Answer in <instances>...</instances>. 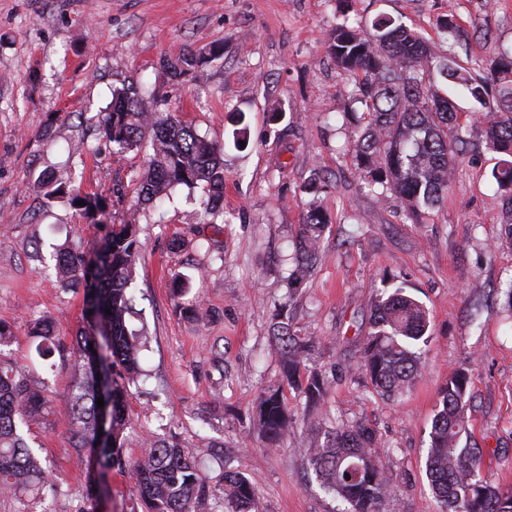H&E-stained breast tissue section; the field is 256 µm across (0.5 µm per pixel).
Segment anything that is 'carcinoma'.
<instances>
[{"label": "carcinoma", "instance_id": "cac0c4a2", "mask_svg": "<svg viewBox=\"0 0 512 512\" xmlns=\"http://www.w3.org/2000/svg\"><path fill=\"white\" fill-rule=\"evenodd\" d=\"M374 41L359 35L347 23L331 35V54L351 77V98L365 107L363 132L354 145L360 178L381 189L380 196H395L416 220L423 210L445 197L453 175V158L461 138L453 133L455 117L448 100L434 90L429 71L433 52L422 37L403 24L381 18ZM203 64L190 52L166 57L162 67L173 79ZM444 79L462 85L479 105L489 146L504 155L492 177L504 192L512 212V55L489 67L485 78H474L448 53L439 66ZM496 86L495 105L484 111L487 83ZM105 137L119 150L145 148L148 169L138 183V197L161 199L175 188L202 187L204 213L212 220L224 215L223 148L199 135L171 112L158 111L151 97L135 86L118 88L112 105L98 116ZM85 201L83 210L105 214L102 198L94 194L72 196ZM327 224L321 209L312 204L298 237L296 268L290 281L298 283L313 267L319 249V231ZM140 242L133 224H114L102 245L103 268L93 266L79 244L58 250L56 275L64 282L84 286L92 319L100 318L107 333L101 337L82 332L72 353L84 370L73 387L71 414L75 430L73 448L78 459L94 453L105 463L122 465V430L125 426L126 384L141 372L142 333L130 326L133 314L129 286ZM111 313H105V309ZM431 321L427 309L404 289L397 288L370 307L369 330L360 346L355 370L370 381L380 396L400 398L413 387L419 373L418 346L428 341ZM39 356L49 360L56 343L50 327L40 324ZM279 352L278 382L259 394L253 421L271 444L288 435L293 418L285 389L297 392L305 406L318 410L329 393V381L309 368L304 344L283 322L274 334ZM111 376L109 416L98 407L100 398L94 351ZM472 372L458 370L448 376L432 419L430 447L425 461L431 492L446 512H512V489L481 476L483 456L478 448L460 446L467 427L465 410L472 397ZM48 414V399L41 382L15 365L0 360V493L15 496L30 512L29 502L43 490L53 489L48 470L30 447L25 428ZM309 450L308 462L323 489L347 505L345 512H381L383 501L394 493L390 476L373 449L374 433L364 423L336 427ZM141 500L147 512H192V503L209 490L202 471L177 441L153 439L135 465ZM350 478H345V475ZM224 500L233 512H258L255 485L239 473L224 474Z\"/></svg>", "mask_w": 512, "mask_h": 512}]
</instances>
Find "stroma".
<instances>
[{
  "label": "stroma",
  "instance_id": "1",
  "mask_svg": "<svg viewBox=\"0 0 512 512\" xmlns=\"http://www.w3.org/2000/svg\"><path fill=\"white\" fill-rule=\"evenodd\" d=\"M380 17L469 67L512 52V0H0V323L11 331L0 359L46 383L50 415L32 424L31 438L59 487L33 512H131L140 500L134 463L149 437L175 438L199 464L209 490L193 512H229L217 490L228 471L254 483L259 512H339L308 454L318 432L358 421L373 428L395 486L382 512H441L425 476L431 422L449 374L466 367L474 385L461 442L482 448L483 477L512 487V249L495 245L512 214L491 176L499 156L473 101L440 79L463 139L446 199L414 221L401 200L363 187L353 153L363 107L328 42L345 19L374 36ZM213 47L219 58L177 81L161 64ZM130 84L222 144L223 223H203L199 195L184 188L136 208L146 153L119 151L96 126L113 89ZM47 172L71 192L102 197L108 223L69 195L39 192ZM316 173L330 183L318 199L328 222L317 265L294 286L302 188ZM127 222L142 244L130 291L147 332L144 375L128 387L126 464L90 498L96 472L72 445L79 369L67 350L84 324V293L56 277L51 255L76 239L100 248L111 224ZM400 285L427 308L431 336L413 390L393 401L352 363L371 301ZM282 309L312 340L307 364L331 387L315 414L288 391L293 427L271 447L249 428L255 398L276 378L272 330ZM40 319L65 345L48 362L29 336Z\"/></svg>",
  "mask_w": 512,
  "mask_h": 512
}]
</instances>
